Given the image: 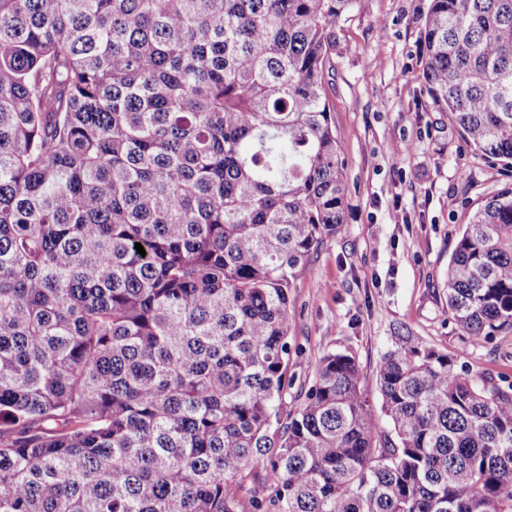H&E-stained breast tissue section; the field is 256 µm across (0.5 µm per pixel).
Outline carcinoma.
<instances>
[{"label": "carcinoma", "instance_id": "carcinoma-1", "mask_svg": "<svg viewBox=\"0 0 512 512\" xmlns=\"http://www.w3.org/2000/svg\"><path fill=\"white\" fill-rule=\"evenodd\" d=\"M355 4L0 0V512H512V383L407 329L380 409L345 350L285 410L291 290L347 204L324 87ZM423 54L512 168V0H431ZM443 293L462 335L512 330V188Z\"/></svg>", "mask_w": 512, "mask_h": 512}]
</instances>
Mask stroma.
I'll return each instance as SVG.
<instances>
[{"instance_id": "obj_1", "label": "stroma", "mask_w": 512, "mask_h": 512, "mask_svg": "<svg viewBox=\"0 0 512 512\" xmlns=\"http://www.w3.org/2000/svg\"><path fill=\"white\" fill-rule=\"evenodd\" d=\"M429 4L360 0L337 28L326 95L347 163L348 201L340 233L293 290L289 410L304 403L319 359L344 350L355 354L363 388L380 405L376 371L402 326L454 355L473 377L512 381V331L471 344L449 319L441 291L469 212L512 187V170L468 150L426 94ZM395 205L403 223L390 221Z\"/></svg>"}]
</instances>
